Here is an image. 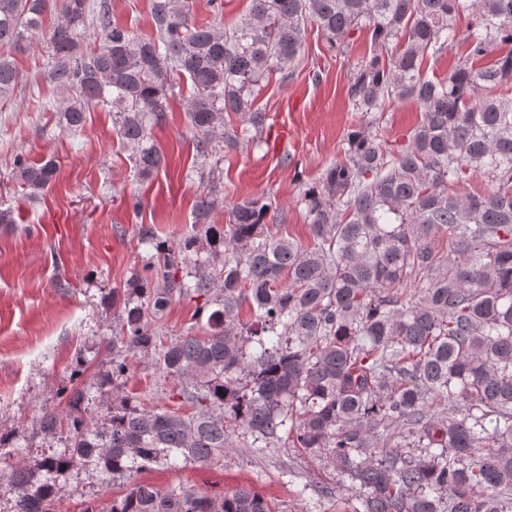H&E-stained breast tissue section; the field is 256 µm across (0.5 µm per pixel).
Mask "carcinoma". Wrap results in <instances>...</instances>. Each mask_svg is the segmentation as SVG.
I'll use <instances>...</instances> for the list:
<instances>
[{
  "label": "carcinoma",
  "mask_w": 512,
  "mask_h": 512,
  "mask_svg": "<svg viewBox=\"0 0 512 512\" xmlns=\"http://www.w3.org/2000/svg\"><path fill=\"white\" fill-rule=\"evenodd\" d=\"M250 2L226 30L193 21L192 0H152L144 38L112 22L111 0H0V100L19 77L7 49L48 36L60 128L110 108L140 177L162 165L152 130L176 75L191 83L186 114L203 160L267 143L256 96L269 75L293 70L309 24L336 53L370 34L369 56L348 77L353 111L410 100L422 112L396 148L372 120L348 133L344 159L302 192L308 246L273 231L265 195L234 204L224 230L203 227L212 256L182 277L171 249L154 243L112 347L154 359L192 412L121 397L101 425L45 414L40 428L65 431L66 448L12 469L11 512H50L57 478L78 466L115 476L161 461L204 465L236 441L318 458L345 479L354 512H512V0ZM49 10L58 17L47 32ZM463 16L474 18L464 31ZM89 26L100 42L84 50ZM459 43L448 76L423 73ZM54 173L51 161L16 159L33 195ZM475 176L489 189L462 192ZM194 296L209 332L164 341L156 322ZM109 512L272 507L247 487L211 497L134 482Z\"/></svg>",
  "instance_id": "cac0c4a2"
}]
</instances>
